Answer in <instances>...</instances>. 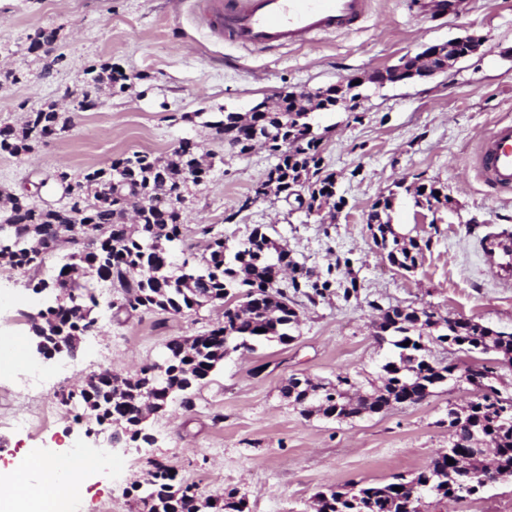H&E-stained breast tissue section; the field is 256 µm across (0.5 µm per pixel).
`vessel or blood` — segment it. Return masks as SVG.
Returning a JSON list of instances; mask_svg holds the SVG:
<instances>
[{"label":"vessel or blood","instance_id":"1","mask_svg":"<svg viewBox=\"0 0 512 512\" xmlns=\"http://www.w3.org/2000/svg\"><path fill=\"white\" fill-rule=\"evenodd\" d=\"M368 8L369 0H200L199 19L239 46L262 49L351 30ZM474 164L490 189L512 191L511 121L494 124L478 146ZM482 249L498 272L512 276L511 233L486 237Z\"/></svg>","mask_w":512,"mask_h":512}]
</instances>
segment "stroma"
I'll return each instance as SVG.
<instances>
[{"label":"stroma","mask_w":512,"mask_h":512,"mask_svg":"<svg viewBox=\"0 0 512 512\" xmlns=\"http://www.w3.org/2000/svg\"><path fill=\"white\" fill-rule=\"evenodd\" d=\"M433 2L370 0L352 31L253 49L210 33L196 19L193 0H0V126H22L47 103L74 117L68 132L34 143L30 153L0 154V193L34 185L33 204L58 207L64 200L57 173L75 179L135 151L165 156L189 138L211 154L213 166L190 189L184 244L173 247L174 263H181L182 248L205 251L200 226L212 225L230 244L258 227L292 261L331 282L312 299L307 289L292 290L289 274H282L279 286L300 317L293 341L231 354L190 390L191 406L173 400L145 422L153 444L116 447L112 427L76 422L58 392L106 368L134 375L161 359L169 339L221 322L222 308L115 320L102 303L90 314L94 326L76 356L47 360L35 352L28 321L45 308L43 295L25 288V275L0 268V340L22 338L23 356L39 366L43 380L27 395L17 391L15 372L0 373V436L8 441L0 462H20L36 447L60 460L73 444L105 460L74 498L76 512H135L140 494L133 486L155 459L173 465L204 498L234 488L245 496L247 512H315L314 497L327 487L409 477L447 448L449 405L477 395L467 383L342 421L303 415L280 391L292 375L320 383L341 374L364 391L380 386L381 366L394 348L377 339L376 323L391 307H426L512 332V278L497 277L480 249L485 235L512 230V194H493L473 167L493 125L512 120V0H450L443 11ZM43 28L56 30L52 50L61 57L47 78L42 52L29 49ZM464 36L478 38L481 47L447 73L425 82L368 84L355 110L316 113L321 171L336 178L340 210L310 215L273 195L253 200L274 157L260 146L245 155L226 153L223 137L210 127L224 111L247 112L283 91L325 88ZM102 66L122 73L124 87H102L95 107L80 108L76 92L87 70ZM418 183L444 187L453 205L422 213L406 192ZM389 194L394 229L430 243L411 273L389 264L368 228L373 203ZM352 281L357 290L345 295ZM62 364L71 367L64 376ZM43 405L51 410L45 428L9 427L15 411ZM423 509L512 512V479L459 500L425 497Z\"/></svg>","instance_id":"obj_1"}]
</instances>
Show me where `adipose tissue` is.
Masks as SVG:
<instances>
[{
    "label": "adipose tissue",
    "instance_id": "1",
    "mask_svg": "<svg viewBox=\"0 0 512 512\" xmlns=\"http://www.w3.org/2000/svg\"><path fill=\"white\" fill-rule=\"evenodd\" d=\"M99 462L87 457L84 468H65L26 452L21 464L0 468V512H51L54 506L83 491V473Z\"/></svg>",
    "mask_w": 512,
    "mask_h": 512
}]
</instances>
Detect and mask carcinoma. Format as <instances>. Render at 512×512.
Returning <instances> with one entry per match:
<instances>
[{
    "instance_id": "1",
    "label": "carcinoma",
    "mask_w": 512,
    "mask_h": 512,
    "mask_svg": "<svg viewBox=\"0 0 512 512\" xmlns=\"http://www.w3.org/2000/svg\"><path fill=\"white\" fill-rule=\"evenodd\" d=\"M91 77L81 88L80 106L93 97L105 82L112 81L108 68L90 70ZM334 89L321 88L308 94L315 108L333 111ZM280 111L254 112L241 115L224 113L217 122L216 133L224 135V145L234 152L247 154L256 143L264 146L277 162L254 189L273 188L275 194L288 195L289 182L301 176L306 168L319 170L320 139L309 134L311 118L296 112L294 94L280 93ZM72 125V117L49 104L29 113L25 124L16 129L0 126V153L19 157L31 151L32 144L48 133L59 135ZM199 144L186 138L166 158L149 152H135L113 159L106 167L93 169L75 184L78 188L95 184L110 189L111 201L102 203L97 195L80 193L69 208H40L24 195L10 200L7 208L10 228L0 240V266L12 270L38 272L46 258L63 248L53 227L58 224H82L90 233L66 254L58 274L51 280L29 278L28 284L39 293L46 284L58 285L65 300L30 317L31 330L38 334L46 324H55L57 342L68 336H82L93 321L90 311L99 306L98 297L80 283L84 273L94 274L123 291L120 304L109 303L117 312H173L183 314L204 305L224 308V320L213 329L195 337L183 347L177 337L166 342L168 363L164 389L184 395L183 403L191 405L186 394L197 379L208 376L230 353L252 350L261 343L286 344L299 324L297 312L288 305V296L277 287L279 269H293L292 287L314 289L322 295L329 282L312 280L313 271L288 259V251L261 231L254 229L247 238L229 246L223 236L207 225L201 233L210 236L208 252L189 253L174 274L169 245L181 241L185 224L187 180L203 182L208 171L196 168ZM378 218L382 236L379 248L386 252L390 264L408 272L414 270L429 242L411 238L401 243L390 221L380 215L392 209L390 198L383 199ZM381 340L392 339L398 349L395 357L383 366L382 386L355 399L346 395L353 386L347 376L337 375L336 383L311 385L312 394L296 393L294 402L318 405L325 417L353 418L376 413L390 403L407 398L418 399L448 380L464 381L478 390L476 399L460 408L464 422L461 434H452L448 448L439 453L414 477L398 478L390 483L351 482L336 489L316 494L317 512H411L417 497L431 495L439 499H461L479 494L483 485L481 473L488 465L501 478H512V397H504L493 385V368L482 365L467 375L456 374L457 366L430 361L426 342L448 343L468 352L494 353L500 361L512 364V332L494 331L472 319H443L429 309L390 308L380 318ZM409 345H404V342ZM155 365L149 364L117 389L104 378L91 374L77 390L59 393L65 406L84 407L99 426L128 421L135 424L146 401L155 393ZM119 396H114V393ZM485 440L474 447L471 433ZM492 457V463L486 458ZM467 458V471L458 468L456 460ZM455 463H447V459ZM147 485L149 512H198L194 486L176 482L173 466L152 461ZM400 490L395 491L393 487ZM245 498L230 490L214 499V512H245Z\"/></svg>"
}]
</instances>
